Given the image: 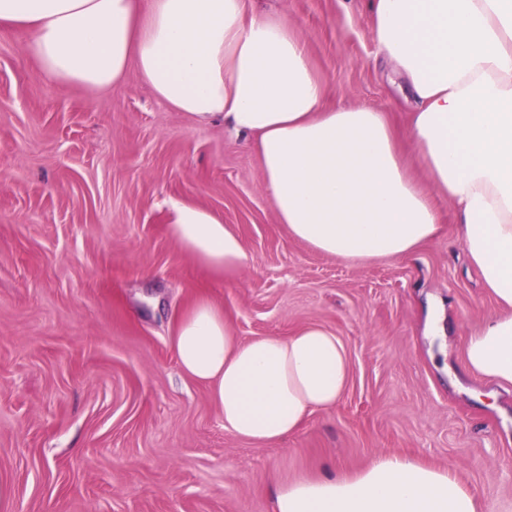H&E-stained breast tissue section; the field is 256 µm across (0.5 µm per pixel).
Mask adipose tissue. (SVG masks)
I'll return each instance as SVG.
<instances>
[{
  "label": "adipose tissue",
  "instance_id": "adipose-tissue-1",
  "mask_svg": "<svg viewBox=\"0 0 512 512\" xmlns=\"http://www.w3.org/2000/svg\"><path fill=\"white\" fill-rule=\"evenodd\" d=\"M369 9L375 60L407 93L402 133L385 111L326 106L299 32L248 0H0V29L25 32L50 80L111 89L133 67L173 109L223 120L259 155L278 223L338 260L410 255L440 236L434 199H447L499 307L470 335L465 367L512 384V0H369ZM406 144L428 184L406 166ZM172 211L182 254L227 275L246 265L231 225L193 204ZM171 347L181 371L208 387L225 430L254 443H279L334 407L350 378L330 331L243 340L204 296ZM275 486L274 512H478L448 468L396 454Z\"/></svg>",
  "mask_w": 512,
  "mask_h": 512
}]
</instances>
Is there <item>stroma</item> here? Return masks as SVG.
<instances>
[{"instance_id": "35a3bbf8", "label": "stroma", "mask_w": 512, "mask_h": 512, "mask_svg": "<svg viewBox=\"0 0 512 512\" xmlns=\"http://www.w3.org/2000/svg\"><path fill=\"white\" fill-rule=\"evenodd\" d=\"M303 36L332 105L407 123L372 64L367 0H254ZM223 218L249 255L224 276L169 237L172 203ZM412 255L349 264L289 237L258 154L159 101L136 69L102 92L44 79L0 31V512H272L271 475L353 472L376 451L450 467L512 512V387L463 367L497 307L447 202ZM238 338L317 325L350 359L335 407L280 443L242 440L170 345L198 297Z\"/></svg>"}]
</instances>
